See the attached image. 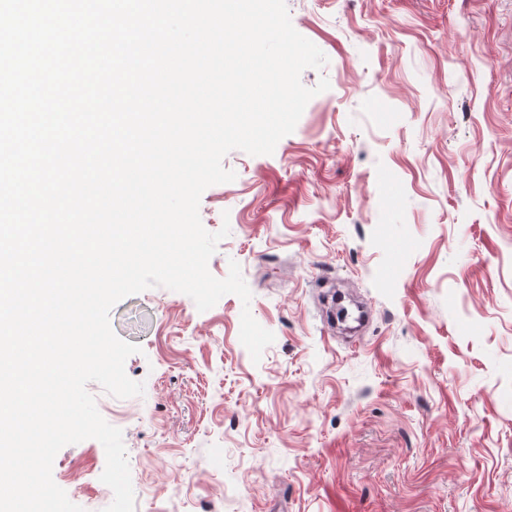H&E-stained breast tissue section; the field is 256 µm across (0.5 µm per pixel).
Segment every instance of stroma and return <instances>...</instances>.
<instances>
[{
	"instance_id": "35a3bbf8",
	"label": "stroma",
	"mask_w": 512,
	"mask_h": 512,
	"mask_svg": "<svg viewBox=\"0 0 512 512\" xmlns=\"http://www.w3.org/2000/svg\"><path fill=\"white\" fill-rule=\"evenodd\" d=\"M328 91L273 154L223 159L208 268L252 298L154 287L110 322L140 346L118 399L135 512H512V0H285ZM347 289L371 317L337 333ZM274 342L253 362L242 310ZM100 442L53 479L104 512Z\"/></svg>"
}]
</instances>
